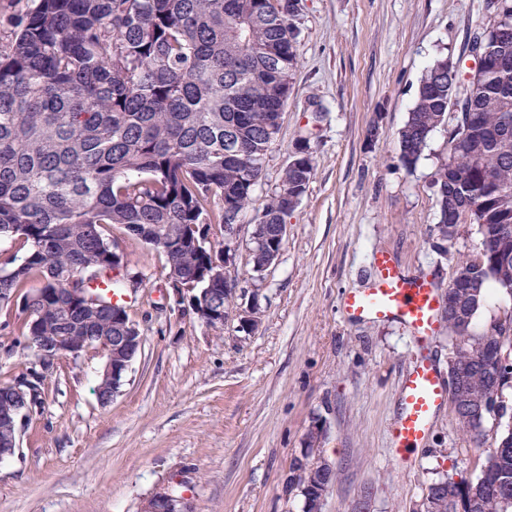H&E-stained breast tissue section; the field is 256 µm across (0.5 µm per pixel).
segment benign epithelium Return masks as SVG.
Instances as JSON below:
<instances>
[{"label": "benign epithelium", "instance_id": "benign-epithelium-1", "mask_svg": "<svg viewBox=\"0 0 512 512\" xmlns=\"http://www.w3.org/2000/svg\"><path fill=\"white\" fill-rule=\"evenodd\" d=\"M240 225H224V250L211 258L210 265L201 273H186L174 266L166 272L165 278L173 291L177 306H188L192 313L206 327L219 329L224 326V307L215 301L214 284L224 285V292L236 294V283L228 277L229 268L235 263V247ZM207 282L208 287L201 288L199 284ZM48 294L57 301L67 313L77 315L83 322L88 323L98 319L104 304L90 301L82 297L77 288H51ZM257 294H252L250 304L239 306L237 315L240 327L250 329L255 321ZM112 327L116 333L110 336L97 337V350L104 364L100 372L102 383L100 389L109 391V397H114L121 386L123 378L131 362L142 348L143 336L136 324L130 322L120 311L110 312ZM43 322H30L29 344L34 347L37 355L36 365L39 373L47 377L58 362L67 357L77 358L91 351V339L88 336L77 335V330L63 336H45L42 333ZM490 350L482 348L469 353L461 363L449 362L448 383L450 386L449 403L454 415L467 423H478L486 412L502 414L507 408L502 395L503 387L496 384L495 392L489 399L476 398L466 389L469 375L487 362ZM35 396V388L28 370L21 371L9 384L0 386V459L11 457L18 448V437L24 420L33 415L31 407L21 411L20 402ZM323 424L316 420L307 430L304 437V448L298 458L310 472V483L304 493L305 512H321V504L329 490L333 467L322 460L317 454L322 437ZM142 512H193L189 498L175 495L169 488L156 491L143 505Z\"/></svg>", "mask_w": 512, "mask_h": 512}]
</instances>
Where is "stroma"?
<instances>
[{"label": "stroma", "instance_id": "1", "mask_svg": "<svg viewBox=\"0 0 512 512\" xmlns=\"http://www.w3.org/2000/svg\"><path fill=\"white\" fill-rule=\"evenodd\" d=\"M487 21L485 0H299L298 65L231 270L258 295V327L242 330L232 313L213 330L175 309L164 258L116 234L144 278L131 305L142 350L105 406L94 392L103 358L61 360L19 450L0 460V512H140L179 482L193 512H302L283 481L315 418L326 427L319 455L337 476L322 512H424L432 482L472 473L474 452L446 405L411 458L393 460L387 430L416 360L410 332L351 316L344 300L369 287L381 251L430 280L440 324L425 351L447 372L448 287L460 255L481 243L470 223L452 241L439 235L434 181L457 115L410 169L397 132L425 66L443 56L473 68L467 45ZM302 142L314 172L258 282L249 265L256 217Z\"/></svg>", "mask_w": 512, "mask_h": 512}]
</instances>
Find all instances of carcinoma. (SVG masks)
Segmentation results:
<instances>
[{
  "mask_svg": "<svg viewBox=\"0 0 512 512\" xmlns=\"http://www.w3.org/2000/svg\"><path fill=\"white\" fill-rule=\"evenodd\" d=\"M12 38L0 44V288L16 301L28 284L89 288L112 270V235L128 224H155L147 245L197 271L207 252L169 250L168 230L240 219L253 201L281 127L297 67L296 31L284 0H33ZM486 51L469 79L431 62L399 131V159L416 165L429 135L445 123L448 85L464 88L448 163L434 185L441 214L476 208L481 264L463 257L475 295L468 317L448 312L452 358L500 344L512 359L503 323L475 334L487 286L512 291V0L487 6ZM283 171L257 216L255 235L275 237L307 191L314 169L306 145ZM253 247V273L267 271ZM495 370L469 384L487 394ZM484 469L443 480L445 512H512V422L469 435Z\"/></svg>",
  "mask_w": 512,
  "mask_h": 512,
  "instance_id": "obj_1",
  "label": "carcinoma"
}]
</instances>
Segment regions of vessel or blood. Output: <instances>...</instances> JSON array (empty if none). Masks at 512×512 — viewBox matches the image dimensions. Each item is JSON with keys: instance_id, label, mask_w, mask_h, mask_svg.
Masks as SVG:
<instances>
[{"instance_id": "b4317fda", "label": "vessel or blood", "mask_w": 512, "mask_h": 512, "mask_svg": "<svg viewBox=\"0 0 512 512\" xmlns=\"http://www.w3.org/2000/svg\"><path fill=\"white\" fill-rule=\"evenodd\" d=\"M376 277L370 288L346 297L349 313L398 320L412 331L419 350L416 364L403 387V411L390 429L396 460H405L426 439L433 417L448 399L433 363L423 348L438 326V294L431 282L406 276L386 253L375 260Z\"/></svg>"}]
</instances>
